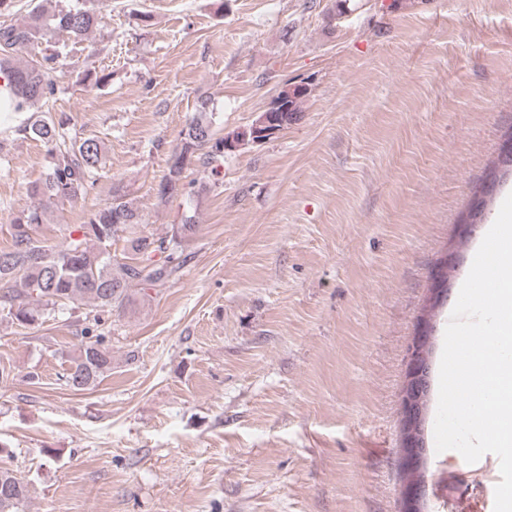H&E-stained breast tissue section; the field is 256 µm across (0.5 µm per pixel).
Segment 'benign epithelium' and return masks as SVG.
<instances>
[{
  "label": "benign epithelium",
  "instance_id": "benign-epithelium-1",
  "mask_svg": "<svg viewBox=\"0 0 512 512\" xmlns=\"http://www.w3.org/2000/svg\"><path fill=\"white\" fill-rule=\"evenodd\" d=\"M303 81H285L278 88L275 94V102L267 105L263 111L257 113V119L249 128L240 131V135L233 136L224 141V150H235L241 142L248 139L259 144L273 137L279 132L277 122L271 115L272 108L284 104L292 98L294 93L305 89ZM495 185L486 184L483 192L478 194L474 207L468 212L463 220L461 230L464 233H472L476 212L484 209L488 198L492 195ZM457 257L453 252L437 268L435 273V288L433 295L440 298L446 296V288L449 287L446 280L445 269L455 266ZM433 323L423 317L418 323L416 336L413 338L410 347V354L406 372V380L403 388L402 401V428L403 441L401 446V462L406 470L422 468L426 459V442L424 430L420 426L425 413L422 401L430 388V356L427 348L430 342L429 335L432 334ZM426 499V480H421L410 485L401 487L400 501L401 512H418Z\"/></svg>",
  "mask_w": 512,
  "mask_h": 512
}]
</instances>
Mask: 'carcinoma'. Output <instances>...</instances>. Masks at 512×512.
Masks as SVG:
<instances>
[{
  "instance_id": "1",
  "label": "carcinoma",
  "mask_w": 512,
  "mask_h": 512,
  "mask_svg": "<svg viewBox=\"0 0 512 512\" xmlns=\"http://www.w3.org/2000/svg\"><path fill=\"white\" fill-rule=\"evenodd\" d=\"M101 21V11L95 8L50 13L38 3L24 19L0 25V80L8 94L6 107L38 113L20 131L41 141L49 158L46 177L31 188L34 198L74 201L87 194L102 165V144L96 136H71L65 115L39 114L64 74L61 54L43 49L23 65L15 64V58L58 35L82 42ZM223 157L224 137L214 132L209 98L201 96L181 147L172 153L168 173L158 184V197L166 201L185 190L181 174L187 164L211 165ZM42 215L34 205L11 222L12 248L0 251V312L23 328L59 313L79 315L85 341L69 356L65 382L75 391L88 390L112 372V349L100 332L101 314L132 304L134 286L156 288L175 278L182 268V243L195 235L197 224L188 217L164 236L131 237L126 251L117 256L107 246L118 233L139 223L138 208L122 190L113 191L112 202L76 225L59 248L34 235ZM29 498V483L0 465V512H25Z\"/></svg>"
}]
</instances>
